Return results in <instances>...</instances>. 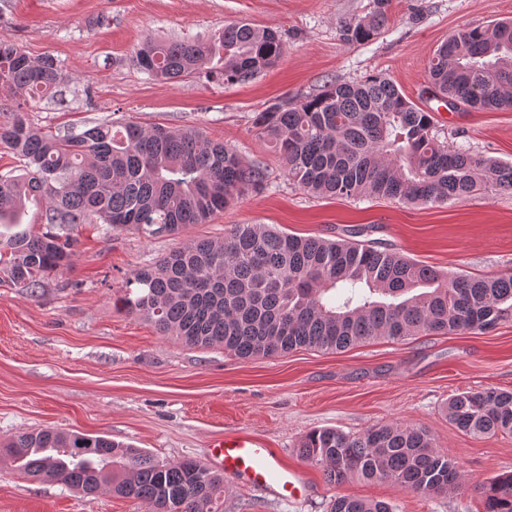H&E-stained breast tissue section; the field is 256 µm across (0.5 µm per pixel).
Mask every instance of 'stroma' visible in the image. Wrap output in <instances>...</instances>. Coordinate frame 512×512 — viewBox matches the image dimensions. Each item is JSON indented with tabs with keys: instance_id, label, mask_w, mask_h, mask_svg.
<instances>
[{
	"instance_id": "1",
	"label": "stroma",
	"mask_w": 512,
	"mask_h": 512,
	"mask_svg": "<svg viewBox=\"0 0 512 512\" xmlns=\"http://www.w3.org/2000/svg\"><path fill=\"white\" fill-rule=\"evenodd\" d=\"M374 0H0V39L34 60L59 63L61 98L29 110L33 125L77 134L114 118L198 128L265 168L260 192L235 199L204 224L175 236L78 224L70 264L46 273L37 293L0 282V441L41 428L103 434L161 462H209L212 439L244 431L298 469L306 496L281 500L230 483L223 512H327L350 495L393 512H483L479 484L512 472V434L473 436L445 413L458 392L512 390V320L480 333H421L332 352L297 349L241 359L161 336L117 305L127 275L199 238L221 239L237 224H272L304 237L335 239L359 227L368 240L446 272L512 274V192L477 193L437 206L326 197L289 181L253 128L258 112L318 93L323 85L381 75L431 112L441 140L512 162V109L448 108L429 98L428 62L454 31L512 18V0H391L377 38L348 45L339 24L368 16ZM245 20L279 30L284 53L245 84L196 75L161 83L133 66L145 39H207ZM406 423L433 436L462 475L459 487L420 496L383 482L328 483L298 444L315 428L356 434ZM0 512H152L146 502L87 496L56 481H32L0 465Z\"/></svg>"
}]
</instances>
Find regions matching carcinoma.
<instances>
[{
	"instance_id": "carcinoma-1",
	"label": "carcinoma",
	"mask_w": 512,
	"mask_h": 512,
	"mask_svg": "<svg viewBox=\"0 0 512 512\" xmlns=\"http://www.w3.org/2000/svg\"><path fill=\"white\" fill-rule=\"evenodd\" d=\"M390 0L339 25L341 40L375 38ZM284 51L279 31L245 21L224 24L209 40H146L131 62L153 79L172 82L205 73L247 82L275 66ZM428 73L433 97L450 108H512V21L455 31L435 50ZM51 56L31 59L0 40V90L13 109L0 120V146L21 173L0 177V224L21 223L36 207L47 231L0 233V273L36 292L42 277L67 266L76 224L133 228L147 238L204 224L235 198L260 190L265 171L195 129L147 127L135 120L99 122L81 133H45L27 118L31 103L59 92ZM300 189L324 196H378L445 205L475 192L512 189V164L475 155L433 134L431 113L384 76L331 82L317 94L254 119ZM289 234L269 224H237L223 239H197L124 280L120 309L154 323L188 346L222 347L239 358L301 348L342 351L377 338L421 332H487L512 317V275L445 273L374 240ZM460 431L512 434V391L457 393L446 406ZM300 455L330 484L387 482L420 495L457 485L461 474L424 429L374 425L358 435L316 428ZM0 462L38 480L94 494L109 485L154 512H218L224 476L194 458L160 463L139 448L103 435L41 429L0 444ZM484 512H512V472L479 486ZM329 512H393L390 504L338 496Z\"/></svg>"
}]
</instances>
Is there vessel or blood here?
I'll return each mask as SVG.
<instances>
[{
  "mask_svg": "<svg viewBox=\"0 0 512 512\" xmlns=\"http://www.w3.org/2000/svg\"><path fill=\"white\" fill-rule=\"evenodd\" d=\"M214 466L258 487L274 490L283 498H298L305 485L295 470L280 465L271 449L243 433L216 439L212 444Z\"/></svg>",
  "mask_w": 512,
  "mask_h": 512,
  "instance_id": "b4317fda",
  "label": "vessel or blood"
}]
</instances>
